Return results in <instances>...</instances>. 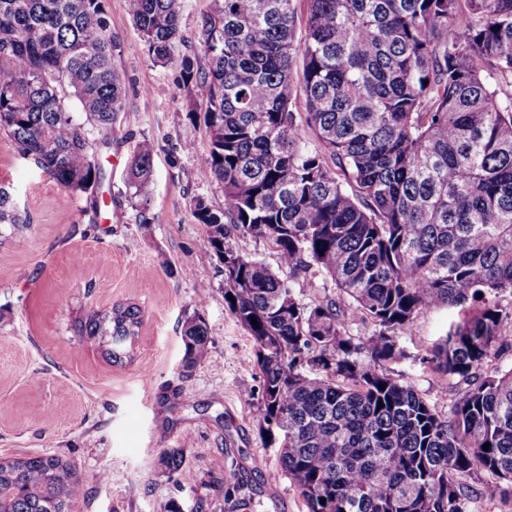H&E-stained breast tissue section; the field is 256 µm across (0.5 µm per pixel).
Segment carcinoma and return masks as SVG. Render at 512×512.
Segmentation results:
<instances>
[{
  "label": "carcinoma",
  "mask_w": 512,
  "mask_h": 512,
  "mask_svg": "<svg viewBox=\"0 0 512 512\" xmlns=\"http://www.w3.org/2000/svg\"><path fill=\"white\" fill-rule=\"evenodd\" d=\"M105 2L0 0V130L72 191L101 183L96 151L125 106ZM295 2L212 0L196 47L182 0H127L151 61L178 65L205 105L198 172L224 208L198 198L193 216L253 341L259 426L277 424L307 512H470L512 485V368L479 373L512 349V306L497 300L512 293V0H306L301 29ZM153 151L142 141L127 166L143 203ZM28 223L0 187V227ZM247 237L272 245L277 269L237 248ZM317 272L338 294L304 303L292 282ZM440 307L459 317L428 363L467 383L446 417L388 367ZM143 317L118 304L77 333L122 363ZM356 318L374 326L357 343ZM182 342L184 368L209 359L200 313ZM183 462L178 448L161 458L172 473ZM83 494L56 455L0 461V512H69Z\"/></svg>",
  "instance_id": "1"
}]
</instances>
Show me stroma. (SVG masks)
<instances>
[{
	"instance_id": "35a3bbf8",
	"label": "stroma",
	"mask_w": 512,
	"mask_h": 512,
	"mask_svg": "<svg viewBox=\"0 0 512 512\" xmlns=\"http://www.w3.org/2000/svg\"><path fill=\"white\" fill-rule=\"evenodd\" d=\"M124 51L114 65L126 106L98 159L105 179L82 193L56 185L0 133V186L29 226L0 236V460L54 454L73 464L85 494L73 512H306L278 465V448L256 420L262 396L253 341L224 303V265L206 252L196 198L224 206L221 184L197 170L207 150L205 107L178 86L177 66L154 65L127 10L107 0ZM150 140L151 223L137 220L127 163ZM116 303L144 312L131 361L114 365L79 342L76 317ZM201 313L210 357L183 371L181 329ZM453 309L419 313L392 369L432 407L448 413L449 381L425 358ZM182 449V471L160 464ZM244 486L226 496L231 475Z\"/></svg>"
}]
</instances>
